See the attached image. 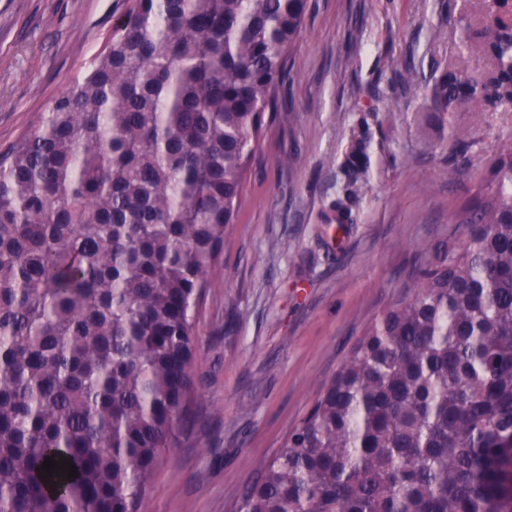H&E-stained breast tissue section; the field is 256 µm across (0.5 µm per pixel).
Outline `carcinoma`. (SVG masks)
I'll use <instances>...</instances> for the list:
<instances>
[{
	"label": "carcinoma",
	"mask_w": 512,
	"mask_h": 512,
	"mask_svg": "<svg viewBox=\"0 0 512 512\" xmlns=\"http://www.w3.org/2000/svg\"><path fill=\"white\" fill-rule=\"evenodd\" d=\"M507 6L460 19L437 108L512 111ZM307 9L134 0L0 153V512H144L195 418V318ZM367 171L359 141L325 223L348 222ZM478 197L237 512H512V154ZM51 456L77 478L38 477Z\"/></svg>",
	"instance_id": "carcinoma-1"
}]
</instances>
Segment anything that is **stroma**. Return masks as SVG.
<instances>
[{"label":"stroma","mask_w":512,"mask_h":512,"mask_svg":"<svg viewBox=\"0 0 512 512\" xmlns=\"http://www.w3.org/2000/svg\"><path fill=\"white\" fill-rule=\"evenodd\" d=\"M129 6L0 0V152L36 127ZM486 10V0H309L196 315L199 414L145 512H233L366 330L412 296L434 246L462 242L450 218L490 160L512 153V112L447 114L431 87L464 48L459 18ZM459 126L471 135L456 144ZM360 137L369 181L336 228L324 218Z\"/></svg>","instance_id":"obj_1"}]
</instances>
